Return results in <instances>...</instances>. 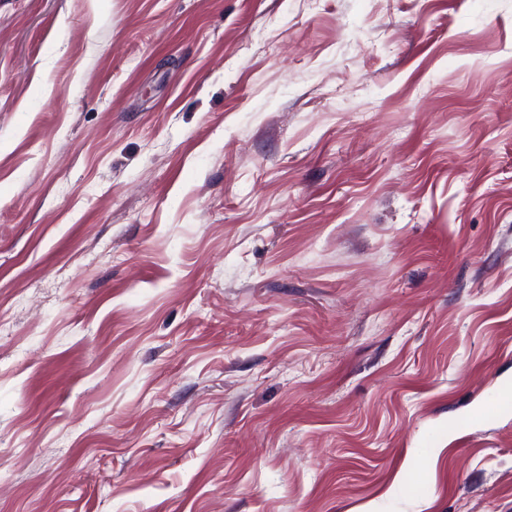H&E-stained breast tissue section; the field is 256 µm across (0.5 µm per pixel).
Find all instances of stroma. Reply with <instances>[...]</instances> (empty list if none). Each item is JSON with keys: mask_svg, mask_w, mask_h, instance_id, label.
Wrapping results in <instances>:
<instances>
[{"mask_svg": "<svg viewBox=\"0 0 512 512\" xmlns=\"http://www.w3.org/2000/svg\"><path fill=\"white\" fill-rule=\"evenodd\" d=\"M512 0H0V512H512Z\"/></svg>", "mask_w": 512, "mask_h": 512, "instance_id": "obj_1", "label": "stroma"}]
</instances>
